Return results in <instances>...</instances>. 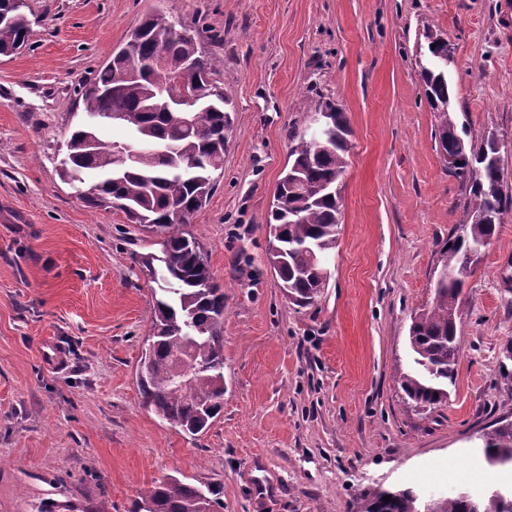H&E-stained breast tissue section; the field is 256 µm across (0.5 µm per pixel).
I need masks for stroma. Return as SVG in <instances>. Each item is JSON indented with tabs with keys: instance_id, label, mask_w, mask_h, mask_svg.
Segmentation results:
<instances>
[{
	"instance_id": "stroma-1",
	"label": "stroma",
	"mask_w": 512,
	"mask_h": 512,
	"mask_svg": "<svg viewBox=\"0 0 512 512\" xmlns=\"http://www.w3.org/2000/svg\"><path fill=\"white\" fill-rule=\"evenodd\" d=\"M27 46L0 55V512H126L175 476L224 489L223 512H363L360 493L482 492L479 451L512 420V210L462 295L456 381L408 404V329L429 302L465 188L424 96L430 36L448 40L467 142L502 143L512 192V0H27ZM217 61L235 123L187 231L224 287V409L188 436L142 400L154 315L137 259L160 235L91 208L58 174L81 89L147 16ZM352 134L343 224L321 296L299 307L271 269L266 220L294 131L321 102Z\"/></svg>"
}]
</instances>
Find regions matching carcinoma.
<instances>
[{"mask_svg": "<svg viewBox=\"0 0 512 512\" xmlns=\"http://www.w3.org/2000/svg\"><path fill=\"white\" fill-rule=\"evenodd\" d=\"M25 0H0V55L21 49L30 33ZM174 22L162 14L146 17L129 40L95 74L82 93L85 114L97 125L79 122L65 147L67 162L60 175L79 184V197L96 207L120 209L132 224L164 234L163 257L141 258L143 272L159 285L149 347L139 360L138 384L145 405L180 431H205L224 403V289L214 282L203 247L183 230L206 202L215 183L212 173L224 165L227 131L234 109L216 84L215 62L194 37L172 38ZM192 67L195 92L190 122L175 120L186 107L183 88L172 76ZM424 95L437 112L438 147L442 155L465 148L449 173L465 186L462 216L443 247L442 269L453 273L435 281L433 297L409 327L415 367L400 376V386L417 405H434L447 397L461 346V300L467 267L480 260L509 203L500 150L489 136L479 146H462L449 110L450 88L438 68L421 70ZM328 112L333 136L317 141L304 133L290 137L292 161L274 192L268 232L282 229L279 249L268 260L287 295L301 306L322 294L323 259L336 248L342 223V182L350 152L349 124L336 103L319 104ZM112 128L120 140L103 137ZM126 148L127 160L117 162ZM151 151V157L140 153ZM94 175L92 183L85 175ZM190 352L203 369L178 381L170 362ZM482 452L493 468L512 474V420L499 419L484 434ZM390 496L384 501L383 496ZM364 512H512V483L497 484L482 498L465 491L445 497H423L412 489L379 490L363 496ZM221 487L195 486L170 478L151 486L132 502L130 512H220Z\"/></svg>", "mask_w": 512, "mask_h": 512, "instance_id": "1", "label": "carcinoma"}]
</instances>
